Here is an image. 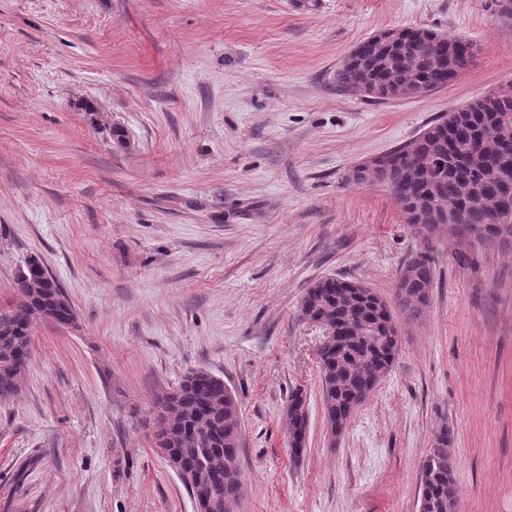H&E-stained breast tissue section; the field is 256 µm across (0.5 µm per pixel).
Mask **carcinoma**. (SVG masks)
<instances>
[{"mask_svg": "<svg viewBox=\"0 0 512 512\" xmlns=\"http://www.w3.org/2000/svg\"><path fill=\"white\" fill-rule=\"evenodd\" d=\"M473 43L433 30L411 27L393 44L368 37L343 60L336 82L346 89L370 90L368 97L395 98L417 85L429 92L448 86L473 65ZM387 172L376 179L410 217V224L430 231L445 222L461 226L457 237L477 232L481 245L512 239V101L490 93L430 124V131L410 149L390 150ZM434 258L420 252L400 269L396 304L408 319L421 316L436 279ZM17 300L0 307V403L20 390L29 365L32 329L38 321L73 325L77 316L62 288L46 279L38 259H23L15 273ZM301 315L345 329L337 343L319 352L324 420L340 437L355 410L375 390L399 353V328L388 304L363 284L324 277L308 288ZM157 430L183 461L175 474L192 493L200 489L229 503L243 493L238 399L224 379L190 370L179 386L161 395ZM291 452L306 451L309 415L299 390L288 399ZM454 433L443 425L421 469L419 512H457L459 491L453 477Z\"/></svg>", "mask_w": 512, "mask_h": 512, "instance_id": "1", "label": "carcinoma"}]
</instances>
